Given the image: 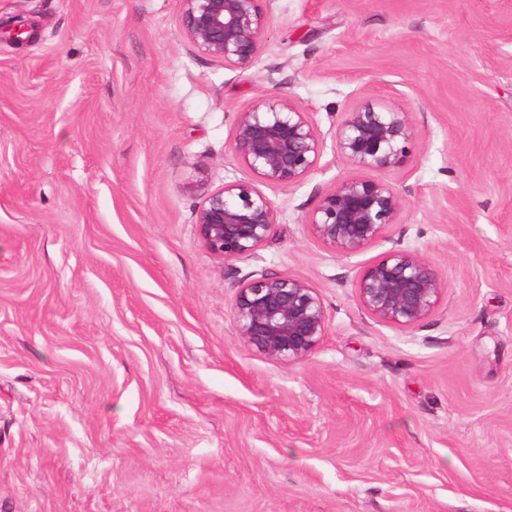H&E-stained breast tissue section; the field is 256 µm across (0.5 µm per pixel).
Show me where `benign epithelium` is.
Masks as SVG:
<instances>
[{"label":"benign epithelium","mask_w":512,"mask_h":512,"mask_svg":"<svg viewBox=\"0 0 512 512\" xmlns=\"http://www.w3.org/2000/svg\"><path fill=\"white\" fill-rule=\"evenodd\" d=\"M180 2V33L192 48L235 69L258 61L269 23L263 0ZM413 135L410 112L402 107L353 108L336 128V149L358 170L399 171L407 164ZM229 151L263 184L284 189L317 167L322 140L308 113L290 98L272 105L257 99L237 112ZM405 204L382 180L345 178L321 197L307 224L322 244L353 256L399 223ZM193 223L212 253L244 258L275 234L278 209L261 190L227 182L204 196ZM355 290L371 317L408 328L434 313L445 284L424 255L393 248L363 271ZM235 315L240 335L277 361L307 358L326 331L317 289L289 276L240 280Z\"/></svg>","instance_id":"obj_1"}]
</instances>
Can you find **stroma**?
Segmentation results:
<instances>
[{"label": "stroma", "mask_w": 512, "mask_h": 512, "mask_svg": "<svg viewBox=\"0 0 512 512\" xmlns=\"http://www.w3.org/2000/svg\"><path fill=\"white\" fill-rule=\"evenodd\" d=\"M258 62L180 34L179 0H0V512H512V0H265ZM29 39L11 40L15 28ZM285 95L314 171L224 260L192 212L259 186L237 112ZM411 112L399 223L354 256L306 217L355 169L346 112ZM447 290L411 328L354 283L393 247ZM317 288L299 362L238 331L236 282Z\"/></svg>", "instance_id": "stroma-1"}]
</instances>
